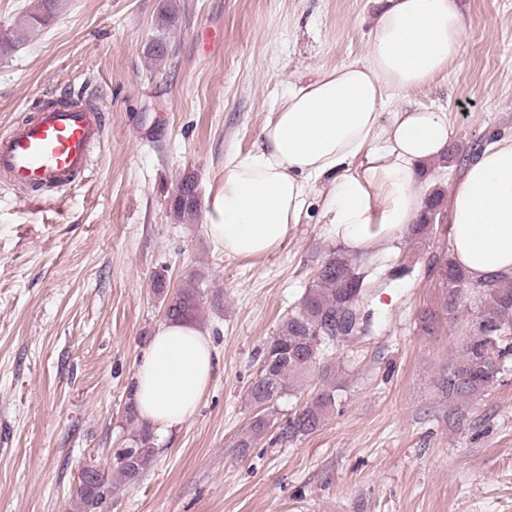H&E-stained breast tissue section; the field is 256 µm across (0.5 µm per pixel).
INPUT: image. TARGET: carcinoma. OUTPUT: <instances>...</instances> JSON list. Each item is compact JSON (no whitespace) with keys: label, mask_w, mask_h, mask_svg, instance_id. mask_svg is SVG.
Returning a JSON list of instances; mask_svg holds the SVG:
<instances>
[{"label":"carcinoma","mask_w":512,"mask_h":512,"mask_svg":"<svg viewBox=\"0 0 512 512\" xmlns=\"http://www.w3.org/2000/svg\"><path fill=\"white\" fill-rule=\"evenodd\" d=\"M58 0H34L22 21L0 32V53H9L25 39L27 32L48 25L56 16ZM196 180L185 174L176 186L179 197L171 202L177 219L197 213ZM442 193L430 194V207L412 225L415 236L426 234L436 223L433 210L440 207ZM448 297L444 300L448 313H454L463 298L471 294L483 311L468 323L459 357L440 378V386L448 398L470 401L488 392L501 374V368L512 357V345L503 343L502 335L512 328V280L503 278L484 285L471 283L454 260L447 257L441 268ZM359 295L362 307L372 299L362 265L342 255L333 254L315 270L301 297L298 310L286 316L277 335L265 348L261 364L249 387L251 402L260 411L252 418L247 432L236 442L238 448H252L272 427L274 401L292 386L294 378L317 371L320 387L279 426L276 440L293 443L320 430L337 404L336 383L332 382V355L335 340L332 319L336 311L352 297ZM169 321L196 322L202 313L201 293L197 286H184L168 296L165 303ZM131 454L115 459L113 470L126 482L142 478L155 462L151 431L140 428L131 438ZM98 468L81 469L74 489L79 512H104L112 497V479L96 478Z\"/></svg>","instance_id":"carcinoma-1"}]
</instances>
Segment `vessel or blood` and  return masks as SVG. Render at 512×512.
I'll return each mask as SVG.
<instances>
[{"label":"vessel or blood","instance_id":"b4317fda","mask_svg":"<svg viewBox=\"0 0 512 512\" xmlns=\"http://www.w3.org/2000/svg\"><path fill=\"white\" fill-rule=\"evenodd\" d=\"M105 128L102 109L84 102L82 94L53 98L33 121L0 136V176L27 190L30 201L46 202L48 191L84 177Z\"/></svg>","mask_w":512,"mask_h":512}]
</instances>
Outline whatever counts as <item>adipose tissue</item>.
<instances>
[{
	"label": "adipose tissue",
	"instance_id": "1",
	"mask_svg": "<svg viewBox=\"0 0 512 512\" xmlns=\"http://www.w3.org/2000/svg\"><path fill=\"white\" fill-rule=\"evenodd\" d=\"M466 19L457 0H386L367 58L318 68L289 83L254 148L224 163L207 232L230 257L281 250L325 185L326 235L352 254L391 247L424 206L423 165L448 149L444 113L389 93L430 84L456 61ZM453 260L472 283L512 276V138L473 155L450 200ZM208 337L195 324L159 325L136 366L133 399L157 432L186 424L214 375Z\"/></svg>",
	"mask_w": 512,
	"mask_h": 512
}]
</instances>
